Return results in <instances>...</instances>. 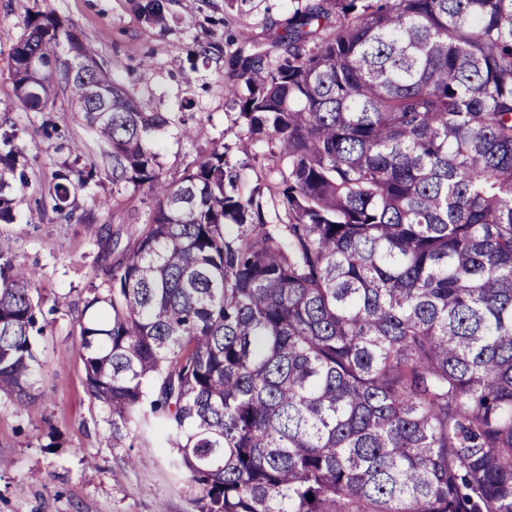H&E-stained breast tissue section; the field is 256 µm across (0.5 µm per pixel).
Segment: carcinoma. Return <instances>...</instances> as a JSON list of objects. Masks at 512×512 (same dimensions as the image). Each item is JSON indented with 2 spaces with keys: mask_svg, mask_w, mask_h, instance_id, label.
I'll return each mask as SVG.
<instances>
[{
  "mask_svg": "<svg viewBox=\"0 0 512 512\" xmlns=\"http://www.w3.org/2000/svg\"><path fill=\"white\" fill-rule=\"evenodd\" d=\"M289 2L281 53L229 56L236 153L172 180L151 142L170 119L54 14L13 48L16 101L43 112L64 80L112 192L151 200L86 289L87 390L112 447L164 434L202 512H512V0ZM258 142L284 163L286 234L241 189ZM56 179L66 218L84 179ZM37 281L1 232L0 394L22 406Z\"/></svg>",
  "mask_w": 512,
  "mask_h": 512,
  "instance_id": "1",
  "label": "carcinoma"
}]
</instances>
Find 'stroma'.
<instances>
[{"instance_id":"obj_1","label":"stroma","mask_w":512,"mask_h":512,"mask_svg":"<svg viewBox=\"0 0 512 512\" xmlns=\"http://www.w3.org/2000/svg\"><path fill=\"white\" fill-rule=\"evenodd\" d=\"M147 0H0V153L20 150L27 185L14 223L1 230L15 241L19 263L38 271L47 326L37 339L32 392L20 407L0 397V512H201L198 487L170 464V449L153 434L112 444V411L85 385L77 321L89 285L105 286L97 233L107 227L129 236L148 217L143 190L112 197V162L64 85L55 103L30 112L14 97L9 60L27 33L28 18L55 13L94 46L146 112L194 114L207 129L183 138L178 124L154 133L159 171L178 178L213 146H236L242 127L224 94L232 83L233 48H279L270 31L288 16V0H253L248 15L227 13L224 0H161V19L143 11ZM234 44H227V34ZM90 175L71 204V220L36 201L57 174Z\"/></svg>"}]
</instances>
